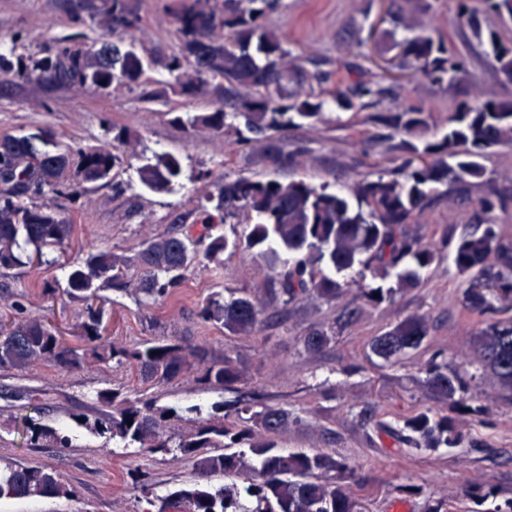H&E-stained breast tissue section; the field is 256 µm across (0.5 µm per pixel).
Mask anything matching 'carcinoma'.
I'll use <instances>...</instances> for the list:
<instances>
[{
  "instance_id": "1",
  "label": "carcinoma",
  "mask_w": 512,
  "mask_h": 512,
  "mask_svg": "<svg viewBox=\"0 0 512 512\" xmlns=\"http://www.w3.org/2000/svg\"><path fill=\"white\" fill-rule=\"evenodd\" d=\"M284 0H184L177 13L178 50L164 65L182 95H195L211 78L220 77L222 102L212 112L188 118L217 133L244 127L238 143H261L264 157L276 169L293 166L306 153L303 146L285 148L281 132L297 120L320 115L334 102L340 110L376 107L391 88L357 82L326 93L306 89L310 73L280 36L270 27L271 17ZM457 15L481 48L492 73L505 88L512 87V0H482V10L471 0H456ZM90 21L106 30L138 26L140 18L129 0H86ZM401 57L413 68L412 76L442 87L467 72V58L448 48L447 39L429 32L398 43ZM143 60L121 41L84 47L62 41L55 51L34 66L13 61L0 53V79L48 80L68 85H90L106 90L114 84L140 83ZM432 115L401 102L371 119L403 136L394 149L401 153L398 176L384 171L372 180L356 181L349 192L304 180L264 181L224 177L202 207L203 232L159 235L119 255L100 248L69 267L65 294L86 305L87 320L75 325L84 345L69 347L55 327L40 316L23 314L16 301V317L0 332V370L22 371L51 360L69 371L92 359L136 369L145 382L172 383L191 367L190 358L206 357V350L189 349L175 339L145 340L116 345L100 333L101 310L94 307L105 289L131 291L138 299L155 300L180 287L188 272L204 261L218 262L230 250L260 257L278 286L276 294L293 303L315 293L332 301L345 286L339 277L356 266L373 269L382 278L395 276L399 288L417 285L433 265L436 254L424 236L409 229L439 197L457 202L446 187L481 179L482 160L489 151L512 143V96L477 105L460 102L444 117V131L437 141L420 145L408 137L428 126ZM34 136L0 138V272L47 262V251L61 247L72 225L46 205H29L32 195H51L77 201L88 187L110 181L120 157L104 149L45 150ZM139 181L147 190L163 194L173 190L182 175L181 157L157 154L138 167ZM512 200L489 193L476 201L477 209L492 213L506 210ZM249 225L242 237L229 238L212 232L214 224ZM449 259L465 278V301L482 314L512 306V246L503 243L494 225L482 232L465 233L457 240ZM495 260L496 266L489 265ZM141 276L128 279L130 270ZM261 311L247 295L224 299L210 294L199 307V316L219 323L229 334L247 335L260 323ZM429 328L426 320L412 315L369 341L371 353L394 364L419 350ZM331 335L313 329L304 339L311 353L322 351ZM482 366L512 393V318L491 320L476 340ZM243 372L231 356L208 366L201 380L211 389L224 390L239 381ZM426 385L440 400H452L464 391L463 378L448 366L431 363ZM101 406L93 415L73 413L76 425L90 429L124 448H145L151 453L178 451L193 462L195 478L168 491L165 504L186 505L190 512H366L343 486L323 483L319 476L349 473L346 462L333 452H286L279 435L298 417L283 405L259 404L240 394L224 401V415L212 416L182 428L181 416L155 401L121 396L101 390ZM36 447L66 448L71 439L48 425L29 428ZM401 441L416 448H449L460 445L459 436L446 417L430 411L404 420L398 430ZM224 483L214 486L213 478ZM149 474L135 470L133 489L153 503ZM75 490L57 471L38 465L0 464V500L74 497Z\"/></svg>"
}]
</instances>
